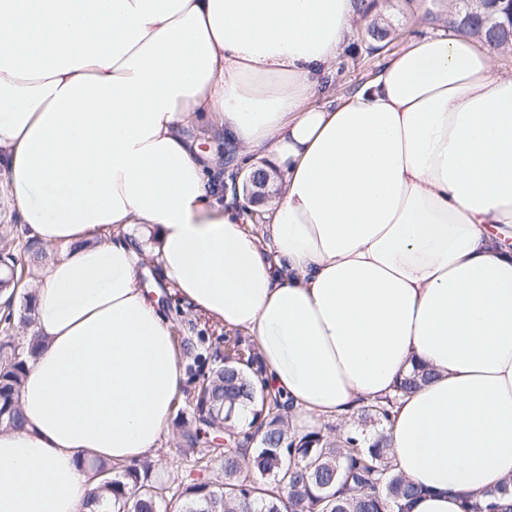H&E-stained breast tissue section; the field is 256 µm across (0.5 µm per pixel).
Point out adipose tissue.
<instances>
[{
  "label": "adipose tissue",
  "instance_id": "ef3b65f1",
  "mask_svg": "<svg viewBox=\"0 0 512 512\" xmlns=\"http://www.w3.org/2000/svg\"><path fill=\"white\" fill-rule=\"evenodd\" d=\"M384 11L0 0L1 185L58 251L34 281L25 424L0 429V512H88L90 461L156 458L184 376L147 254L181 304L256 340L292 434L394 398L413 512L512 479V70L441 32L334 93L355 25ZM202 119L268 173L255 208L216 178ZM418 364L434 379L396 396Z\"/></svg>",
  "mask_w": 512,
  "mask_h": 512
}]
</instances>
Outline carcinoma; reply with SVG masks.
<instances>
[{"instance_id": "obj_1", "label": "carcinoma", "mask_w": 512, "mask_h": 512, "mask_svg": "<svg viewBox=\"0 0 512 512\" xmlns=\"http://www.w3.org/2000/svg\"><path fill=\"white\" fill-rule=\"evenodd\" d=\"M479 12L483 9L478 3L465 5L451 28L457 33L488 35L478 25ZM20 256L32 268L48 262L54 252L20 234L5 240L0 262L8 274L0 279V288L18 287L14 268ZM17 321L27 327L34 323L33 296H28L19 313L12 302L4 304L0 329L7 333ZM207 340L201 331L194 338L173 337L175 346L187 353ZM224 344L227 354L215 357L217 365L208 372L202 371L206 358L200 353L188 365L190 377L200 383L189 407L184 455L195 453L199 445H211L220 436L229 439L238 434L235 416L224 411L230 406L250 408L253 431L242 436L256 440L257 447L214 449L221 457L223 477L183 486L180 512H411L421 489L396 474L389 460L382 425L389 421L390 403L363 406L362 421L380 426L371 439L357 431L332 437L319 428L290 436L285 415L289 405L262 381L263 366L254 342L236 335L224 337ZM41 345L42 338L34 333L0 344L1 428L22 426L18 394L28 362ZM433 377L431 370L418 366L399 382L397 392L407 393ZM245 468L261 481L240 479ZM151 473V465L145 462L123 466L92 463L91 478L99 487L87 503L90 512H167V487L153 482ZM489 496L488 503L465 501L464 512H512V480Z\"/></svg>"}]
</instances>
